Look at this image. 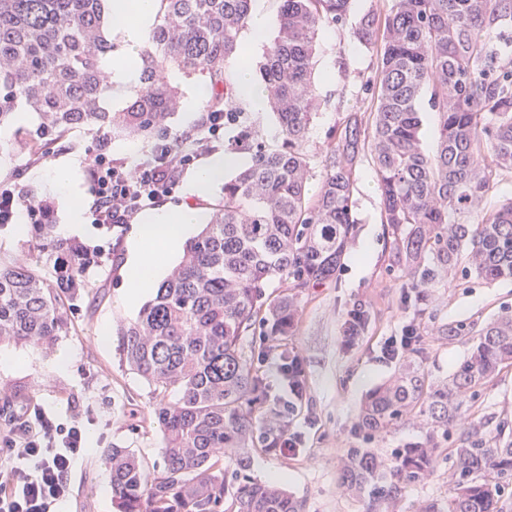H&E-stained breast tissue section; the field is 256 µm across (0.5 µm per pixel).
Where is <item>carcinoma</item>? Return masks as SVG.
<instances>
[{
	"label": "carcinoma",
	"instance_id": "1",
	"mask_svg": "<svg viewBox=\"0 0 512 512\" xmlns=\"http://www.w3.org/2000/svg\"><path fill=\"white\" fill-rule=\"evenodd\" d=\"M253 0H159L155 22L137 48L140 88L112 110L106 62L115 42L108 0H0V125L17 109L39 114L34 129L18 126L11 149L30 156L54 148L75 128L96 149L118 137L179 143L172 119L182 94L167 73L175 67L205 76L209 111H236L238 95L226 65L242 55L240 33ZM277 27L257 65V84L280 131L274 150L246 135L230 137L226 153L250 163L224 182L208 203L211 221L187 242L179 265L156 288L137 318L119 332L128 367L155 385L154 410L163 442L162 467L147 469L128 448H109L117 512H302L287 490L251 474L260 443L278 452L282 429L255 416L266 397L246 355L243 333L256 321L267 335L285 336L299 312L298 288L331 279L356 219L355 169L364 148L362 119L344 117L336 146L325 156L319 192L309 197L305 144L318 95L312 79L315 40L325 27L344 28L351 0H279ZM512 23V0H391L382 15L364 14L348 31L363 47L381 43L371 86L369 149L391 231L396 263L424 289L454 279L461 259L483 280H512V199L471 224L498 176L512 171V57L496 52L490 35ZM439 116L434 151L421 142L423 115ZM43 253L65 252L52 225L30 231ZM61 286L29 263L0 266V343L47 346L71 332L73 301L83 296L80 258ZM289 280V292L269 299V282ZM370 313L356 307L346 325L365 331ZM446 336L468 346L448 379L433 383L418 340L387 382L365 397L356 429L370 437L406 424L425 436L385 459L350 448L339 489L374 506L392 500L400 484L425 483L442 453L438 433L458 425L466 406L512 367V313L477 327L460 323ZM173 391L177 401L162 396ZM448 505L421 512H506L512 486V430L476 429L450 449Z\"/></svg>",
	"mask_w": 512,
	"mask_h": 512
}]
</instances>
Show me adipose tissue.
<instances>
[{
  "label": "adipose tissue",
  "instance_id": "adipose-tissue-1",
  "mask_svg": "<svg viewBox=\"0 0 512 512\" xmlns=\"http://www.w3.org/2000/svg\"><path fill=\"white\" fill-rule=\"evenodd\" d=\"M136 14H129L127 0H112V36L121 44V51L112 57V105H120L122 97L137 81L133 64L137 47L154 23L157 0H137ZM235 154L215 155L206 159L188 177L186 193L191 200L174 209L145 213L136 225L128 244L126 260L127 301H137L160 281L164 258L174 257L185 240L203 224L204 215L193 200L209 192L224 180L227 173L240 164Z\"/></svg>",
  "mask_w": 512,
  "mask_h": 512
}]
</instances>
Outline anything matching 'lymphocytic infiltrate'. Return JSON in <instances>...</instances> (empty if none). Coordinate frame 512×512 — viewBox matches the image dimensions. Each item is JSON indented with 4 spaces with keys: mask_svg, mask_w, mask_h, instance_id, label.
<instances>
[{
    "mask_svg": "<svg viewBox=\"0 0 512 512\" xmlns=\"http://www.w3.org/2000/svg\"><path fill=\"white\" fill-rule=\"evenodd\" d=\"M224 115L204 113L179 146L166 141L134 166L98 152L88 160L95 224L122 228L138 213L169 197L194 155L223 140ZM86 453L81 416L61 423L44 411L18 428L0 451V512H54L70 495L69 475Z\"/></svg>",
    "mask_w": 512,
    "mask_h": 512,
    "instance_id": "1",
    "label": "lymphocytic infiltrate"
}]
</instances>
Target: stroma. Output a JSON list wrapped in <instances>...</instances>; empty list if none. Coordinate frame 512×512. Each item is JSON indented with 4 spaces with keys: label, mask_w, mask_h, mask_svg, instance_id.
<instances>
[{
    "label": "stroma",
    "mask_w": 512,
    "mask_h": 512,
    "mask_svg": "<svg viewBox=\"0 0 512 512\" xmlns=\"http://www.w3.org/2000/svg\"><path fill=\"white\" fill-rule=\"evenodd\" d=\"M377 65L376 49L350 41L344 31L324 29L315 54L314 77L321 106L314 116L306 144L311 158V189H318L322 160L336 144L331 136L343 118L358 113L368 118L371 93L366 87ZM94 140L76 129L64 139L61 149L43 161L21 154L0 159V181H20L38 198L54 207L53 233L61 235L67 213L46 175L58 162L74 165L75 193L85 207H92L87 177V159ZM357 218L353 240L336 275L303 289L300 314L290 336L280 347L267 346L265 329L255 325L245 332L243 347L255 353L254 366L262 377L268 402L282 391L275 368L281 349L293 351L303 362L305 393L285 425L302 434L298 451L274 455L256 451L251 471L258 479L278 480L301 500L305 512H366L365 500L337 489V464L350 448L373 447L383 454L410 440L423 437L417 426H404L368 440L355 423L366 394L387 380L394 364L380 360V347L404 327L419 326L427 349L423 364L431 380L443 381L467 353L466 345L443 336L444 328L475 321L485 323L503 311H512V280L488 282L472 275L456 278L430 289L426 303H419L406 285L404 271L393 261L391 236L381 217V192L370 155H362L357 166ZM79 242L103 251L100 266L85 271L84 295L72 311L74 329L59 337L53 351L29 345L12 346L15 363L0 366V443L15 428L11 415L45 409L68 419L70 414L88 415L89 453L71 474L72 497L60 512H114L111 478L103 462L105 449L129 448L147 466L161 465L162 433L154 417L153 387L122 364L116 333L135 319L136 310L124 301L125 258L132 227L118 236L96 229L92 215H85ZM36 262L45 276L55 274L52 260L26 239L17 237L11 224L0 226V263ZM371 314L370 323L358 342L346 345L344 324L354 306ZM112 334L103 338L102 325ZM472 410L482 418L486 431H495L501 419L512 421V370L504 371L473 402ZM449 460H442L427 483L407 485L389 512H418L426 501L448 499Z\"/></svg>",
    "instance_id": "obj_1"
}]
</instances>
